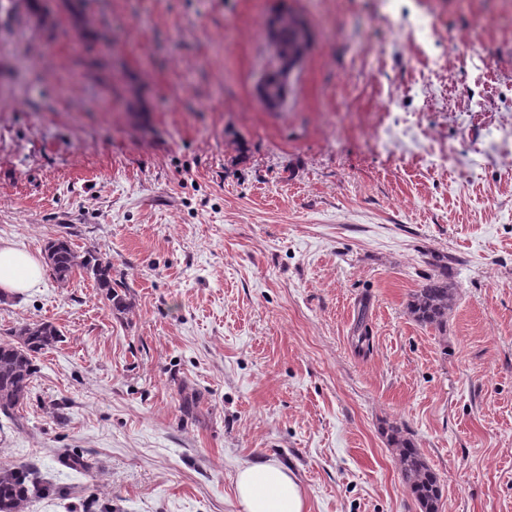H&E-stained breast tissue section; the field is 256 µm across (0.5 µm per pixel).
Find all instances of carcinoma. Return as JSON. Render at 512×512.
Wrapping results in <instances>:
<instances>
[{"mask_svg":"<svg viewBox=\"0 0 512 512\" xmlns=\"http://www.w3.org/2000/svg\"><path fill=\"white\" fill-rule=\"evenodd\" d=\"M305 25L290 10H279L267 19V31L274 38L281 68L268 73L261 93L270 101L281 103L288 90L285 72L308 51V36L301 35ZM47 265L56 280L68 282L74 273H84L105 291L107 302L119 307L123 297L112 283V264L92 251L79 253L69 238L61 236L47 242ZM440 272L427 278L411 295L409 311L420 323L430 325L440 333L448 326V311L455 301L454 289L448 285V257L439 260ZM61 339L60 330L50 322L25 323L0 340V414L13 419L27 400L30 384L38 374L37 355L55 346ZM389 443L395 448L400 473L409 492L417 501L420 512H438L442 496L438 478L430 469L421 450L397 427L389 428ZM65 466L78 472L91 473V466L79 453L62 457ZM48 491L29 479L23 466L0 471V512H24L33 494Z\"/></svg>","mask_w":512,"mask_h":512,"instance_id":"1","label":"carcinoma"}]
</instances>
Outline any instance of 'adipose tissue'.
Listing matches in <instances>:
<instances>
[{"instance_id": "1", "label": "adipose tissue", "mask_w": 512, "mask_h": 512, "mask_svg": "<svg viewBox=\"0 0 512 512\" xmlns=\"http://www.w3.org/2000/svg\"><path fill=\"white\" fill-rule=\"evenodd\" d=\"M43 269L32 254L9 243L0 244V289L22 293L39 287ZM241 512H306L303 491L294 474L276 461L242 466L236 478Z\"/></svg>"}]
</instances>
